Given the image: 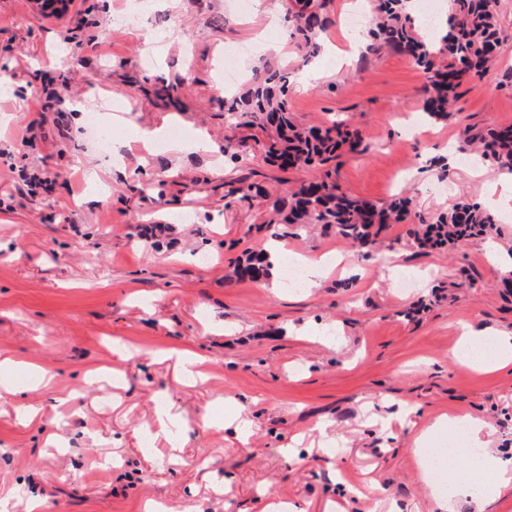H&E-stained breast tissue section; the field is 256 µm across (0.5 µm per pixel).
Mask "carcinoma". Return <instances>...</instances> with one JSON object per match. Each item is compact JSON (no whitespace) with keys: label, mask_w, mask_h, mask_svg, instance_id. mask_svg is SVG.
Masks as SVG:
<instances>
[{"label":"carcinoma","mask_w":512,"mask_h":512,"mask_svg":"<svg viewBox=\"0 0 512 512\" xmlns=\"http://www.w3.org/2000/svg\"><path fill=\"white\" fill-rule=\"evenodd\" d=\"M496 0H450L448 34L437 48L428 46L415 30V19L404 0H374L368 31L371 54H405L423 70L424 112L435 122L452 116L457 89L479 86L500 43ZM330 0H294L288 5L292 37L314 57L321 49L319 37L330 23ZM258 77L224 98L227 119L269 133L267 156L283 171L315 168L314 180L302 183L283 197L264 196L259 204L279 216L281 224H320L336 230L354 248H367L392 224L411 215V198L398 197L381 205L361 200L343 189L338 180L344 154H364L368 147L360 131L344 121L309 127L295 121L288 109L289 73L263 61ZM481 146L482 155L512 171V126L477 130L466 138ZM498 217L481 202L461 200L438 217L437 225L448 248L458 244L460 228L473 234L498 230ZM264 255L252 257L241 273L257 280L269 275Z\"/></svg>","instance_id":"carcinoma-1"}]
</instances>
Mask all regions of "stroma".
Listing matches in <instances>:
<instances>
[{"mask_svg": "<svg viewBox=\"0 0 512 512\" xmlns=\"http://www.w3.org/2000/svg\"><path fill=\"white\" fill-rule=\"evenodd\" d=\"M128 0H70L63 14L32 0H0V133L41 119L46 138L16 154L28 169L63 171L30 196L0 179V507L28 512H440L416 450L440 416L487 423L490 451L512 470V365L478 372L452 363L461 324L512 332V288L488 249L512 255V223L452 251L411 246L410 224L391 225L357 249L335 230L266 226L241 181L287 193L301 180L265 158L257 129L224 119L216 91L225 46L250 44L252 70L271 59L294 76L295 119H350L369 151L346 157L340 181L381 204L411 190L435 222L449 204L485 200L499 169L465 162L441 178L432 158L458 148L465 127L512 125V0H500L498 61L463 91L448 121L423 110L426 78L405 55L342 57L345 0H332L322 51L305 59L280 0H140L137 23L114 17ZM92 5L97 46L66 44L70 18ZM47 77L69 85L67 133L56 115L28 109ZM176 86L174 102L154 88ZM99 110L119 163L86 129ZM424 138L407 137L404 119ZM180 126L208 150L171 140L144 151L146 128ZM241 155L233 162L225 145ZM161 194H140L146 180ZM164 225L159 247L138 238ZM277 236L296 260L330 258L315 288L265 287L239 272ZM208 361L187 382L179 354ZM121 382H114V375ZM182 414L167 433L162 398ZM150 433L151 448L141 437ZM247 437L253 451L238 450Z\"/></svg>", "mask_w": 512, "mask_h": 512, "instance_id": "35a3bbf8", "label": "stroma"}]
</instances>
